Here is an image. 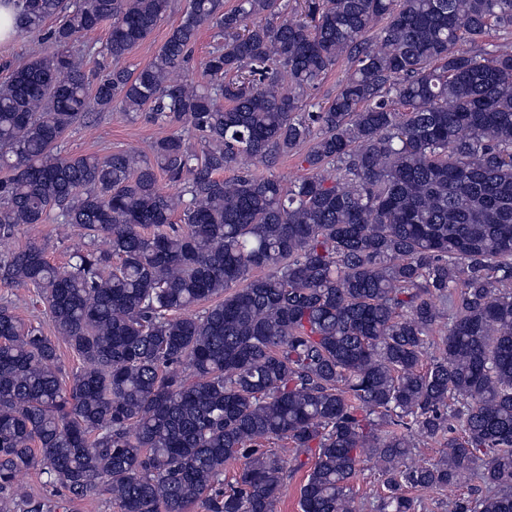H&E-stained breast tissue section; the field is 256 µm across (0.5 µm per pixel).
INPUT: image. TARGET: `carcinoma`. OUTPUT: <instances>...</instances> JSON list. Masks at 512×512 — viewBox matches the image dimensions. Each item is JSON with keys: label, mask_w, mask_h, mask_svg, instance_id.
Segmentation results:
<instances>
[{"label": "carcinoma", "mask_w": 512, "mask_h": 512, "mask_svg": "<svg viewBox=\"0 0 512 512\" xmlns=\"http://www.w3.org/2000/svg\"><path fill=\"white\" fill-rule=\"evenodd\" d=\"M7 3L48 48L0 65V237L52 222L87 242L62 268L36 240L0 257V285L36 289L80 359L64 375L0 304V512H51L17 493L31 468L120 512H273L275 442L314 458L301 512H359L366 459L376 512L433 489L453 512H512V50L470 48L512 29V0H302L284 19L278 0H187L138 70L120 61L171 0ZM205 26V81L182 80ZM93 109L176 131L150 158L62 154ZM306 142L309 174L287 185L221 177ZM417 436L448 451L408 467ZM475 476L485 491L464 492ZM348 69V63L346 60L340 61L336 68L330 72L319 85V89L316 92V102H320L323 105L330 97L336 94V88L338 82L344 77ZM378 472L372 461H366L360 466L353 485L359 497L365 499L366 506L362 512H376L374 492L380 484Z\"/></svg>", "instance_id": "cac0c4a2"}]
</instances>
